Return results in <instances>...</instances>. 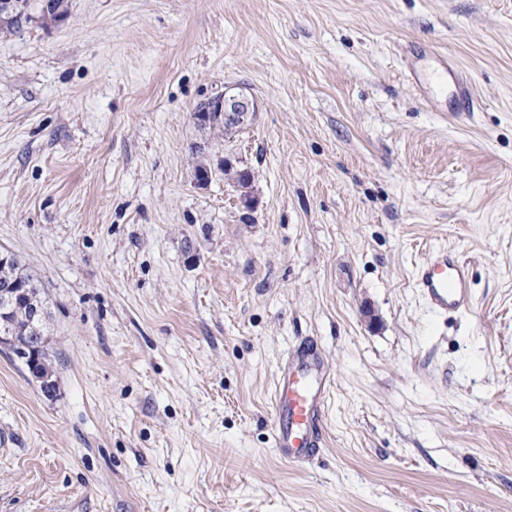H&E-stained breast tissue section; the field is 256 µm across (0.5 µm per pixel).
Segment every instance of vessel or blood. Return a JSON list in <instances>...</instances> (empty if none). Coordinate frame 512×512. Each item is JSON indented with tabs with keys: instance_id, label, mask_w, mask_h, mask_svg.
<instances>
[{
	"instance_id": "vessel-or-blood-1",
	"label": "vessel or blood",
	"mask_w": 512,
	"mask_h": 512,
	"mask_svg": "<svg viewBox=\"0 0 512 512\" xmlns=\"http://www.w3.org/2000/svg\"><path fill=\"white\" fill-rule=\"evenodd\" d=\"M415 286L437 314L448 316L470 306L468 266L447 249L433 250L417 267ZM332 386L316 349L305 343L291 349L274 381L273 447L279 458L301 461L320 448L323 408Z\"/></svg>"
}]
</instances>
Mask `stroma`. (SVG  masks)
Returning a JSON list of instances; mask_svg holds the SVG:
<instances>
[{"label":"stroma","instance_id":"obj_1","mask_svg":"<svg viewBox=\"0 0 512 512\" xmlns=\"http://www.w3.org/2000/svg\"><path fill=\"white\" fill-rule=\"evenodd\" d=\"M416 46L473 111L404 81ZM228 87L258 105L231 135L195 118ZM438 248L470 269L452 319L414 283ZM0 250L59 387L0 352V512H512V0H28ZM306 339L334 385L291 463L272 387Z\"/></svg>","mask_w":512,"mask_h":512}]
</instances>
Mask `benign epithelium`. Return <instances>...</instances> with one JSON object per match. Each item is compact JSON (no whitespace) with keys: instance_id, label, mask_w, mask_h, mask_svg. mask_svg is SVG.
<instances>
[{"instance_id":"7a95c632","label":"benign epithelium","mask_w":512,"mask_h":512,"mask_svg":"<svg viewBox=\"0 0 512 512\" xmlns=\"http://www.w3.org/2000/svg\"><path fill=\"white\" fill-rule=\"evenodd\" d=\"M217 110L224 113V127L233 129L246 125L256 112V104L242 93L224 90V96L210 102L207 107L196 112L200 122L209 121V112ZM22 291L15 286L0 289V349L7 350L28 370L31 378L38 384L41 394L52 400L57 395L58 382L53 375L41 368L40 351L49 344L44 335L46 320L45 305L30 303L29 318L26 326H20L8 316Z\"/></svg>"}]
</instances>
